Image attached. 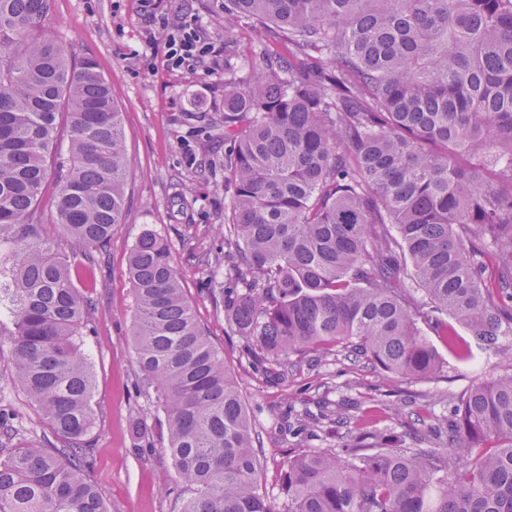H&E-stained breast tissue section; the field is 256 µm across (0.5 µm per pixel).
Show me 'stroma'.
<instances>
[{
    "instance_id": "stroma-1",
    "label": "stroma",
    "mask_w": 512,
    "mask_h": 512,
    "mask_svg": "<svg viewBox=\"0 0 512 512\" xmlns=\"http://www.w3.org/2000/svg\"><path fill=\"white\" fill-rule=\"evenodd\" d=\"M153 11L171 17L189 11L209 31L224 33V0H157L152 8L145 0H51L46 21L49 34L75 59L94 58L109 80L122 112L129 158L124 220L113 228L84 291L93 311L80 341L93 378V458L87 478L112 512H181L188 495L175 480L156 394L143 390L134 360L128 259L148 231L168 241L197 321L239 381L259 434L262 484L269 494L279 495L276 475L288 457L338 443L325 434L300 441L279 432L277 420L302 411L312 398L322 396L335 405L351 399L375 408L378 428L411 443L394 408L410 416L423 411L452 415L454 396L497 377L512 363V350L479 351L468 364L418 380L390 382L370 365L341 355L327 362L306 356L281 384L256 372L224 320L222 296L208 288L212 276L229 273L236 262L224 244V217L232 205L224 186V81L201 70L169 72L165 48L153 39ZM232 38L245 74L261 55L288 54L286 40L257 33L249 24L237 26ZM10 369L9 361L0 359V411L20 413L29 432L43 434L44 414L10 381ZM139 418L152 429L144 440L132 428Z\"/></svg>"
}]
</instances>
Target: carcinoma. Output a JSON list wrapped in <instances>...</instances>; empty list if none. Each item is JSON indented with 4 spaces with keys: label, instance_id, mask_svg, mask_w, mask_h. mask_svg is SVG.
I'll list each match as a JSON object with an SVG mask.
<instances>
[{
    "label": "carcinoma",
    "instance_id": "carcinoma-1",
    "mask_svg": "<svg viewBox=\"0 0 512 512\" xmlns=\"http://www.w3.org/2000/svg\"><path fill=\"white\" fill-rule=\"evenodd\" d=\"M50 8L0 0V357L48 425L32 437L0 413V512H110L85 476L79 282L123 221L129 159L107 79L47 33ZM241 22L271 24L332 64L306 73L266 57L246 80L224 42V243L238 258L224 320L254 369L285 382L292 357L343 351L431 377L444 361L425 328L462 363L500 348L512 338V0H224V32ZM63 150L45 202L48 161ZM48 222L80 252L61 253ZM129 276L136 362L190 492L182 512H512V370L460 394L453 420L417 418L414 447L318 402L288 431H346L335 449L288 458L277 508L239 384L167 241L143 235Z\"/></svg>",
    "mask_w": 512,
    "mask_h": 512
}]
</instances>
